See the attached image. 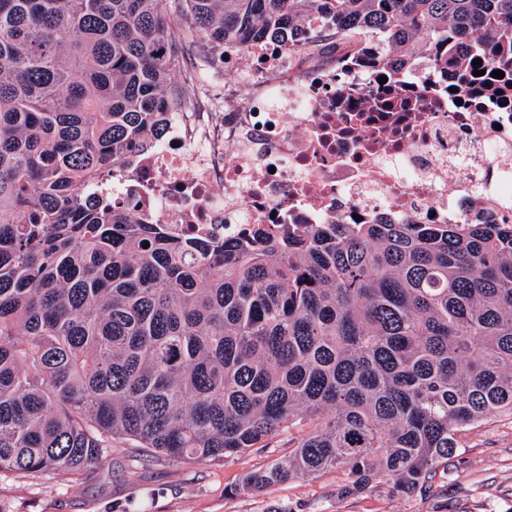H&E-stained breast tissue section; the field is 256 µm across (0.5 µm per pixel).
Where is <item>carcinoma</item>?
Listing matches in <instances>:
<instances>
[{"label":"carcinoma","instance_id":"obj_1","mask_svg":"<svg viewBox=\"0 0 512 512\" xmlns=\"http://www.w3.org/2000/svg\"><path fill=\"white\" fill-rule=\"evenodd\" d=\"M310 22L512 76V0H0V470L97 467L114 437L219 461L299 424L241 491L345 468L346 496H413L512 412V223L186 241L82 198L186 105L184 45Z\"/></svg>","mask_w":512,"mask_h":512}]
</instances>
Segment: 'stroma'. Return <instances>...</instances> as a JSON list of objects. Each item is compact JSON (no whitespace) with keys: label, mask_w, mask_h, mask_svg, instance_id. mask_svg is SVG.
Wrapping results in <instances>:
<instances>
[{"label":"stroma","mask_w":512,"mask_h":512,"mask_svg":"<svg viewBox=\"0 0 512 512\" xmlns=\"http://www.w3.org/2000/svg\"><path fill=\"white\" fill-rule=\"evenodd\" d=\"M306 427L280 430L245 454L220 462L152 458L116 439L94 469L56 478L0 471V512H512V415L463 432L457 457L422 493L383 489L343 497L344 471L301 476L243 493L244 475L295 447Z\"/></svg>","instance_id":"35a3bbf8"}]
</instances>
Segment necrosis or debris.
I'll use <instances>...</instances> for the list:
<instances>
[{
  "label": "necrosis or debris",
  "instance_id": "necrosis-or-debris-1",
  "mask_svg": "<svg viewBox=\"0 0 512 512\" xmlns=\"http://www.w3.org/2000/svg\"><path fill=\"white\" fill-rule=\"evenodd\" d=\"M274 63H265L267 53ZM191 110L100 183L170 234L233 237L306 224H511L512 107L411 55L214 47Z\"/></svg>",
  "mask_w": 512,
  "mask_h": 512
}]
</instances>
